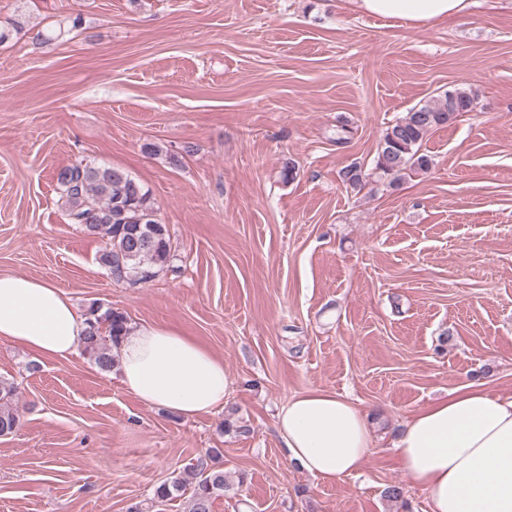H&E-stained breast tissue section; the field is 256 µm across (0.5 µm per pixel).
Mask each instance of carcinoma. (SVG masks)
Returning <instances> with one entry per match:
<instances>
[{"mask_svg": "<svg viewBox=\"0 0 512 512\" xmlns=\"http://www.w3.org/2000/svg\"><path fill=\"white\" fill-rule=\"evenodd\" d=\"M476 99V91L458 87L413 107L386 128L374 171L368 173L357 165L349 166L342 171L343 182L356 189L376 177L393 186L413 174L429 171L432 159L421 152L424 139L431 131L473 111ZM56 183L70 223L105 239L99 261L109 270L113 262H119L118 280L147 283L168 266L169 230L158 219L155 202L139 180L120 168L79 162L60 168ZM127 323L123 313L112 309L103 312L93 304L87 310V330L81 347L100 371L109 372L115 367L116 359L107 343H118ZM14 395V385L1 379L0 436L13 433L20 424L12 406ZM225 489L224 470L201 461L190 476L179 474L156 487L153 500L182 498L187 512H212L214 499Z\"/></svg>", "mask_w": 512, "mask_h": 512, "instance_id": "cac0c4a2", "label": "carcinoma"}]
</instances>
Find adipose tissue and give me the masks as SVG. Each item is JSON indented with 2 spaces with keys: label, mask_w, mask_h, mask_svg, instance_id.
<instances>
[{
  "label": "adipose tissue",
  "mask_w": 512,
  "mask_h": 512,
  "mask_svg": "<svg viewBox=\"0 0 512 512\" xmlns=\"http://www.w3.org/2000/svg\"><path fill=\"white\" fill-rule=\"evenodd\" d=\"M361 13L429 26L466 14L471 0H351ZM85 318L61 287L0 273V339L46 360L68 358ZM121 387L148 407L191 419L222 409L232 391L224 363L182 331L129 324L117 349ZM288 459L332 482L360 471L373 447V427L358 404L321 387L289 397L276 416ZM396 461L427 494L431 512H512V395L465 386L402 423Z\"/></svg>",
  "instance_id": "adipose-tissue-1"
}]
</instances>
